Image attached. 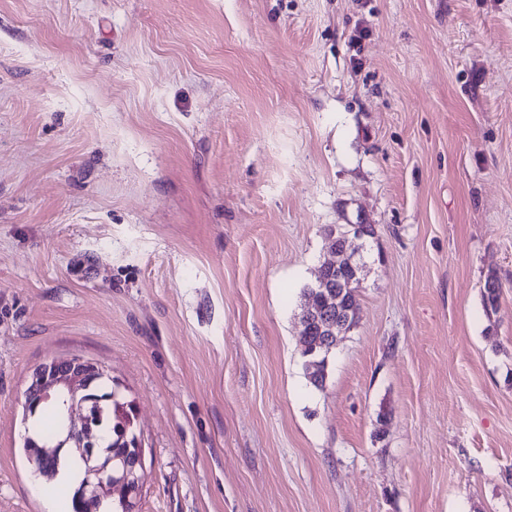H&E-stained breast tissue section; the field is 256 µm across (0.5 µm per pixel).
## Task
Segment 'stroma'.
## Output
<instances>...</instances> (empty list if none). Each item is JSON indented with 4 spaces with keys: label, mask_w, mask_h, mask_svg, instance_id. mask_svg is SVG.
<instances>
[{
    "label": "stroma",
    "mask_w": 512,
    "mask_h": 512,
    "mask_svg": "<svg viewBox=\"0 0 512 512\" xmlns=\"http://www.w3.org/2000/svg\"><path fill=\"white\" fill-rule=\"evenodd\" d=\"M73 355L133 404L135 512H512V0H0V512L62 510L24 392ZM311 286H308L307 288L303 289V297L305 302H313L304 314L303 327L305 328L308 324L312 322H319L322 326V330L326 332L324 338L325 345L329 340L333 338V336L335 335V330L337 336L338 329L341 328L344 325V323H346V325L349 323L351 318L350 309L359 312V305L356 299L355 292H346L344 296L341 298L340 302V305L343 309L350 310L347 311L345 315L344 313L337 311L336 308L333 309L330 307V297L334 294V292L327 291L325 293L327 306L325 308H321L319 305L323 304L324 302L321 300V298H319V295L317 294L318 288H311ZM315 304L317 305L315 306ZM329 309H333L335 311L336 323L333 321L332 318L329 319L328 315L325 314L326 311H328ZM355 323L356 320H354V317H352L348 329H350V327ZM326 336H328L329 338ZM319 336L317 328L310 329L309 327L300 334L298 340L302 356L308 357L307 363L312 365L313 370L309 373L310 382L315 387H322L325 382L329 356L322 346H316Z\"/></svg>",
    "instance_id": "obj_1"
}]
</instances>
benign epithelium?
Instances as JSON below:
<instances>
[{
	"mask_svg": "<svg viewBox=\"0 0 512 512\" xmlns=\"http://www.w3.org/2000/svg\"><path fill=\"white\" fill-rule=\"evenodd\" d=\"M328 308L310 306L303 319V325L318 322L326 332L324 341L335 335V330L349 323L351 312H336V319L326 315ZM107 376L105 368L90 359L79 356L54 359L36 368L25 391L26 412L35 411L47 403L59 410L60 436L37 448L43 467H50L63 452H75L86 457L93 451L94 442L89 420V404L92 402L90 388L94 380ZM82 410V416L73 418L75 409ZM143 479V451H138L137 460L129 468L126 477L112 480V461H95L91 464L87 480L81 490L82 501H100L120 496L130 510L140 494Z\"/></svg>",
	"mask_w": 512,
	"mask_h": 512,
	"instance_id": "obj_1",
	"label": "benign epithelium"
}]
</instances>
